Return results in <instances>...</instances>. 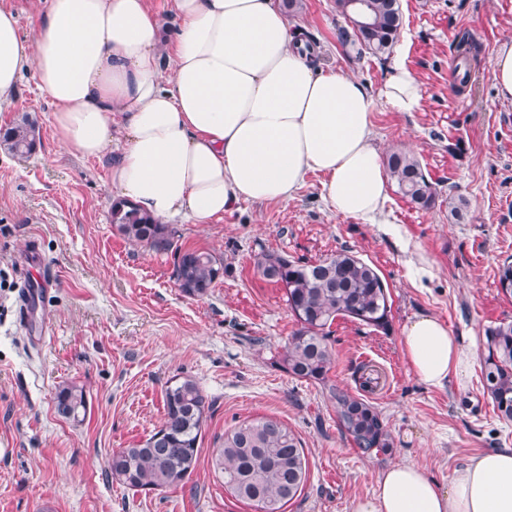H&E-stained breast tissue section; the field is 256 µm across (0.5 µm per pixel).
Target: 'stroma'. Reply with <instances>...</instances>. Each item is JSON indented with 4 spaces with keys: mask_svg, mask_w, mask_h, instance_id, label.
Wrapping results in <instances>:
<instances>
[{
    "mask_svg": "<svg viewBox=\"0 0 512 512\" xmlns=\"http://www.w3.org/2000/svg\"><path fill=\"white\" fill-rule=\"evenodd\" d=\"M397 43L422 88L421 106L374 111L381 153L417 156L438 190L435 207L418 209L390 191V221L368 224L329 211L323 175L314 173L286 202H245L210 224H181L179 242L221 255L224 275L209 296L185 297L173 259L118 235L110 224L116 198L111 152L87 159L57 139L53 106L32 75L0 107V129L36 116L41 140L31 156L0 153V270L16 284L37 258L53 279L29 313L20 289L0 291V512H253L225 491L210 466L225 431L255 417L275 418L300 439L309 466L301 496L286 512H352L382 471L409 461L440 486L471 456L512 448V422L484 396L480 370L469 385L431 389L411 372L404 327L429 313L483 351L484 330L512 319V297L497 270L512 260V103L496 98V48L512 37V0H400ZM291 17L324 47L326 65L371 89L386 58L342 43L350 28L336 0H299ZM471 46L469 82L453 88L456 43ZM464 199L457 222L448 202ZM314 262L350 250L379 270L392 303L388 330L339 318L330 327L332 383L362 394L381 414L389 451L363 455L342 434L334 403L314 383L282 367L298 325L285 293L255 267L260 250ZM423 257L431 277L416 281L409 260ZM374 390L361 387L366 373ZM193 377L214 405L202 429L194 471L184 486L133 491L106 476L113 450L129 448L161 425L168 382ZM83 387V420L60 416L62 385Z\"/></svg>",
    "mask_w": 512,
    "mask_h": 512,
    "instance_id": "stroma-1",
    "label": "stroma"
}]
</instances>
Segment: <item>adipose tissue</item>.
Returning a JSON list of instances; mask_svg holds the SVG:
<instances>
[{
	"label": "adipose tissue",
	"instance_id": "1",
	"mask_svg": "<svg viewBox=\"0 0 512 512\" xmlns=\"http://www.w3.org/2000/svg\"><path fill=\"white\" fill-rule=\"evenodd\" d=\"M43 3L26 35L0 6V105L29 73L54 106L63 146L97 158L121 128L112 185L142 212L164 224H208L244 202L292 199L319 173L332 212L388 223L373 115L379 97L399 112L421 105L402 54L375 94L315 63L284 0H173L179 26L168 39L147 0ZM402 346L428 387H467L474 345L438 317L405 326ZM353 512H512V448L472 456L444 488L423 467L395 463Z\"/></svg>",
	"mask_w": 512,
	"mask_h": 512
}]
</instances>
